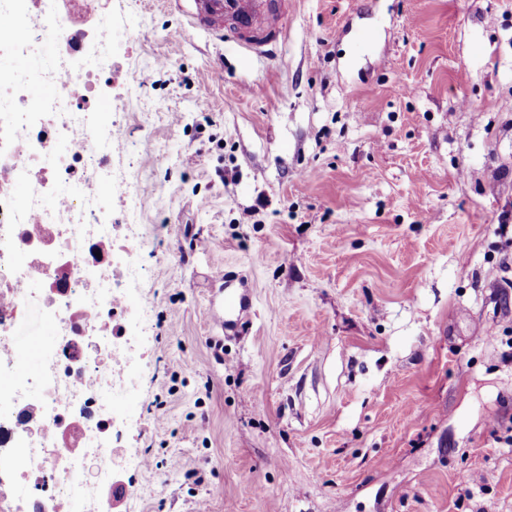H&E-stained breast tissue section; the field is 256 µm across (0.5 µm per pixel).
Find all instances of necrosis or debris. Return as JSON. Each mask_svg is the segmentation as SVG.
Instances as JSON below:
<instances>
[{"mask_svg":"<svg viewBox=\"0 0 512 512\" xmlns=\"http://www.w3.org/2000/svg\"><path fill=\"white\" fill-rule=\"evenodd\" d=\"M22 33L0 61V125L13 133L0 157V343L32 310L58 328L45 346L48 371L31 376L17 354L0 368V388L16 393L15 413L0 419V462L16 477L0 489V512H79L111 489L124 448L113 406L135 388L133 337L116 326L126 283L140 265L134 248L113 245L112 145L122 128L98 106L111 84L113 19L101 0H31ZM72 21L62 47L54 29ZM27 60L11 68L12 59ZM50 93L28 109L33 84ZM27 188L17 199L11 186ZM29 436L28 448L14 441Z\"/></svg>","mask_w":512,"mask_h":512,"instance_id":"4bbe7bcc","label":"necrosis or debris"}]
</instances>
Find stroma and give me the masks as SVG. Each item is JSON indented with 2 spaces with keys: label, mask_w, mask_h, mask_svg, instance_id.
Returning <instances> with one entry per match:
<instances>
[{
  "label": "stroma",
  "mask_w": 512,
  "mask_h": 512,
  "mask_svg": "<svg viewBox=\"0 0 512 512\" xmlns=\"http://www.w3.org/2000/svg\"><path fill=\"white\" fill-rule=\"evenodd\" d=\"M110 6L150 270L112 512H512V0H288L275 61ZM248 303L249 298L246 295L236 296L233 293L223 297L220 303H213L210 307V314L214 325L224 330V326L232 322L235 317H238Z\"/></svg>",
  "instance_id": "obj_1"
}]
</instances>
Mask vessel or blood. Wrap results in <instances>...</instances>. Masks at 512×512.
Instances as JSON below:
<instances>
[{"mask_svg":"<svg viewBox=\"0 0 512 512\" xmlns=\"http://www.w3.org/2000/svg\"><path fill=\"white\" fill-rule=\"evenodd\" d=\"M179 6L185 33L205 32L244 53L271 58L287 37L288 0H167ZM244 295L228 294L212 304L210 314L217 328L238 317L248 305Z\"/></svg>","mask_w":512,"mask_h":512,"instance_id":"vessel-or-blood-1","label":"vessel or blood"}]
</instances>
